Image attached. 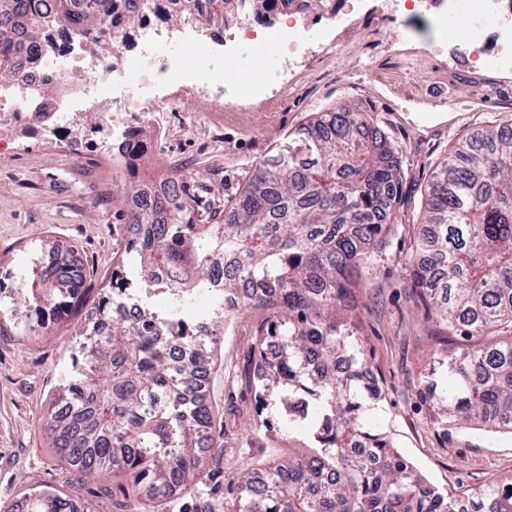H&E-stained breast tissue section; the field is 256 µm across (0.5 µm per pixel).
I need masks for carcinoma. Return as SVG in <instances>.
Listing matches in <instances>:
<instances>
[{
    "label": "carcinoma",
    "instance_id": "carcinoma-1",
    "mask_svg": "<svg viewBox=\"0 0 512 512\" xmlns=\"http://www.w3.org/2000/svg\"><path fill=\"white\" fill-rule=\"evenodd\" d=\"M259 13L296 0H181L208 26L225 25L236 6ZM122 0H0V75L19 50L15 26L31 32L29 54L41 53L50 18L80 11V26L95 28ZM178 173L173 195L135 212L125 238L131 266L119 261L98 304L100 318L80 331L73 381L63 389L49 429L55 447L82 479L132 512L129 489L108 484L112 473L132 476L133 487L156 500L195 480L211 482L176 512H512V482L493 479L478 491L449 494L427 482L371 428L383 400L379 383L364 386L336 359L368 362L357 331L350 290L357 269L384 253L394 233L402 176L396 151L371 117L350 108L320 112L270 161L256 167L224 217L198 224L189 180ZM410 298L425 307L452 339L470 341L436 359L448 388L428 382L423 394L439 424L483 432L489 417L512 429V123L477 131L458 142L429 183ZM224 264V288H211ZM24 301L40 322L29 336L69 315L81 299L83 278L64 268L17 272ZM165 276L183 282L182 300L202 298L211 321L222 322L227 302L251 287L241 310L261 320L251 348L255 358V427L269 433L283 424L298 446L267 470L259 492L254 470L242 473L235 498H214L219 481L204 472V446L214 441V414L202 391L199 367L211 363L208 336L176 328L193 361L175 365L155 333L164 320L153 306L127 325L114 308L134 285L161 289ZM281 356L264 364L272 337ZM322 365L309 376L306 362ZM75 499L40 492L27 512H73Z\"/></svg>",
    "mask_w": 512,
    "mask_h": 512
}]
</instances>
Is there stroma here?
Wrapping results in <instances>:
<instances>
[{"instance_id":"35a3bbf8","label":"stroma","mask_w":512,"mask_h":512,"mask_svg":"<svg viewBox=\"0 0 512 512\" xmlns=\"http://www.w3.org/2000/svg\"><path fill=\"white\" fill-rule=\"evenodd\" d=\"M370 10L343 32L328 20L288 12L324 47L290 63L286 81H272L266 109L219 113L207 124L213 92L193 93L192 103L168 113L157 127L140 115L153 149L141 163L148 181L170 175L174 165L195 173L209 203L197 223L231 203L256 166L275 155L317 112L348 106L371 113L396 149L403 182L392 242L372 256L355 290L359 331L370 369L383 381L386 399L375 416L400 454L430 482L449 491L478 489L489 477H512V435L442 430L420 391L435 321L410 301L408 262L416 249L427 185L438 163L463 138L489 123L512 120V71L497 68L488 42L466 43L458 64L445 25L447 6L430 0H368ZM135 208L124 174L108 158L80 160L65 148L27 153L24 160L0 155V277L36 261L44 252L75 256L87 288L76 314L52 325L42 338L13 323L0 328V512H17L34 492L82 493L90 512H113L110 499L79 489L48 430L56 397L73 378L72 353L79 328L121 258ZM258 314L231 318L217 343L207 398L229 446L214 466L223 469L219 497L235 498L239 469L261 467L288 452V435L254 430L249 392L254 359L251 343ZM28 476L18 483L14 472Z\"/></svg>"}]
</instances>
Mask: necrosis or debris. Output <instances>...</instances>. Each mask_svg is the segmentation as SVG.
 <instances>
[{"label": "necrosis or debris", "instance_id": "1", "mask_svg": "<svg viewBox=\"0 0 512 512\" xmlns=\"http://www.w3.org/2000/svg\"><path fill=\"white\" fill-rule=\"evenodd\" d=\"M280 17L275 8L238 16L242 40L198 24L179 0H124L122 11L79 34L61 20L44 32L41 59L21 55L0 79V154L62 144L83 159L114 139L134 143L138 113L164 111V84L224 89L215 111L245 108L260 92L259 50L275 48L282 59L311 41L308 29ZM105 42L110 52L101 51Z\"/></svg>", "mask_w": 512, "mask_h": 512}]
</instances>
